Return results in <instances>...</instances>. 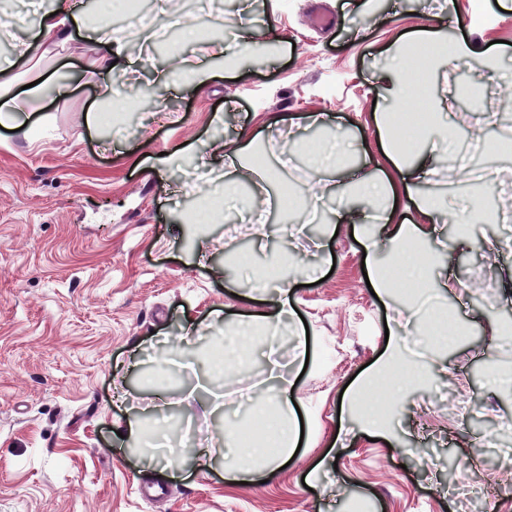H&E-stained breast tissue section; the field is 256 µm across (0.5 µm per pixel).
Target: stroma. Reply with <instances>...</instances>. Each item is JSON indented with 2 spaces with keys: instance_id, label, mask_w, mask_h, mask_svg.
<instances>
[{
  "instance_id": "obj_1",
  "label": "stroma",
  "mask_w": 512,
  "mask_h": 512,
  "mask_svg": "<svg viewBox=\"0 0 512 512\" xmlns=\"http://www.w3.org/2000/svg\"><path fill=\"white\" fill-rule=\"evenodd\" d=\"M76 3L84 21L65 47L29 23L14 29L50 79L29 99L34 137L0 128V512H512V470L498 472L495 507L476 494L488 464L512 452V392L493 382L496 369H512V342L484 332L512 320V248L501 245L494 269L479 258L512 226V155L459 152L430 176L427 187L474 209L462 177L478 174L497 192L496 217L471 238L461 289L425 295L411 313L371 294L360 227L333 220L342 198L301 211L302 231L269 204L283 185L305 196L327 179L314 155L281 157L317 116L333 135L326 150L351 144L345 179L378 175L392 103L373 77L404 41H466L491 55L477 106L457 107L458 67L431 73L428 102L445 104L450 140L465 129L495 137L484 120L512 101V0H189L185 24L206 16L229 43L244 33L250 44L232 63L210 61L201 83L156 59L169 20L145 0L144 18L123 16L113 29L134 63L122 89L142 102L115 125L92 120L104 79L81 77L99 5ZM484 10L491 19L476 24ZM155 92L165 111L149 108ZM224 139L231 154L211 158L205 142ZM258 151L267 169L253 167ZM245 167L252 189L230 221L190 223L210 193L236 189L232 171ZM263 224L272 239L259 240ZM287 234L299 265L267 286L255 271ZM228 251L251 261L224 266ZM282 289L295 314L274 333L304 436L265 483L243 484L227 475L224 424L251 421L263 402L265 341L252 337L231 382L213 381L210 365L225 327L260 326ZM440 305L460 337L435 349L411 329ZM302 334L305 360L293 350ZM393 346L452 373L408 394L389 442L363 429L350 396ZM183 425L212 448L210 460L187 447L172 464L143 454L156 428Z\"/></svg>"
}]
</instances>
